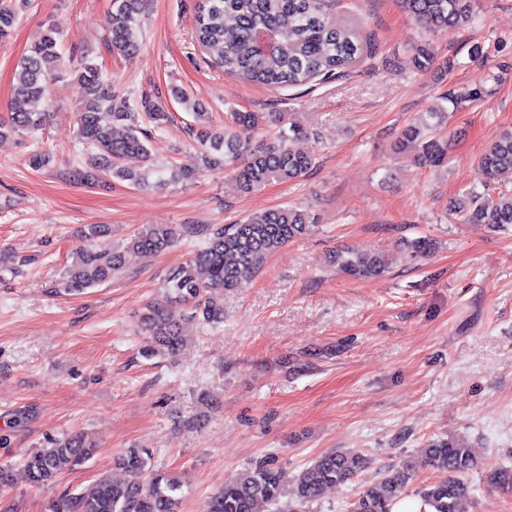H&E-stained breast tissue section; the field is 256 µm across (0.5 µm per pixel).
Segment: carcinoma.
<instances>
[{
	"label": "carcinoma",
	"instance_id": "1",
	"mask_svg": "<svg viewBox=\"0 0 512 512\" xmlns=\"http://www.w3.org/2000/svg\"><path fill=\"white\" fill-rule=\"evenodd\" d=\"M326 0H202L195 17V37L212 63L224 73L249 83L273 89L302 87L310 82L341 76L361 57L364 46L356 29L337 24L325 6ZM410 11L431 32L465 26L474 17L472 0H405ZM28 0H0V41L16 26ZM143 0H112L109 16V46L112 51L131 56L139 49L137 33ZM233 19L232 25L226 19ZM272 34L274 46L264 51L256 46V36ZM434 54L426 43L410 56L416 71L428 69ZM64 74L73 76L79 110L77 132L83 142L96 149L86 180L99 175L115 176L132 185L143 180L150 160L149 134L140 127L146 119L161 128L169 119L153 98L145 94L134 103H114L112 84L101 67L83 56L77 63H65L59 51L57 32L47 27L21 58L15 73L10 115L0 121V137L8 133L36 130L46 113L38 106L47 100L49 83ZM169 94L189 107L198 128L195 136L209 165L232 166L237 181L247 190H259L273 182H295L315 167V158L295 147L302 136L292 123L273 134H260L263 116L259 112H232L224 129L208 124L199 104L180 87ZM482 87L448 94L457 109L486 96ZM448 109L440 107L424 113V118L408 123L399 133L394 149L404 152L417 147L414 158L420 169H433L448 162V141L437 134ZM512 170V129L506 130L481 154L478 171L487 183L502 171ZM456 214L465 224H488L494 229L512 226V192H501L496 200L472 189L455 204ZM317 218L306 207L288 204L260 214L245 216L233 224L210 229L205 243L194 249L189 259L170 269L162 284L161 298L147 305L141 319L150 344L141 355L147 359L160 353H174L182 335L181 320L217 325L224 310L215 295L231 291L253 279L267 260L288 242L315 231ZM188 230L176 224L150 225L133 235L127 248L146 256H156L174 246ZM336 264L353 277H376L387 269L378 252L336 254ZM121 269V255L105 254L86 246L77 253L65 272L64 290L80 292L103 284ZM177 303L186 308L183 319L170 315L167 307ZM97 444L82 434L67 436L40 448L24 461L29 481L35 486L58 482L64 470L80 467L94 456ZM426 462L441 477L421 486L418 496L429 512H458L460 501L470 494L466 476L476 467L472 448L460 438L434 440L426 450ZM151 454L128 448L115 458V465L128 474L117 482L102 475L77 493H64L51 500L47 512H175L181 481L149 471ZM370 466V459L356 451L326 452L313 458L299 472L261 462L247 467L224 483V489L207 503L205 512H259L263 504L279 505L286 500V512L319 500L329 487L345 484ZM411 466L390 467L371 482L353 502L350 512H391L393 503L413 480ZM487 482L500 490L512 491V468L491 467Z\"/></svg>",
	"mask_w": 512,
	"mask_h": 512
}]
</instances>
